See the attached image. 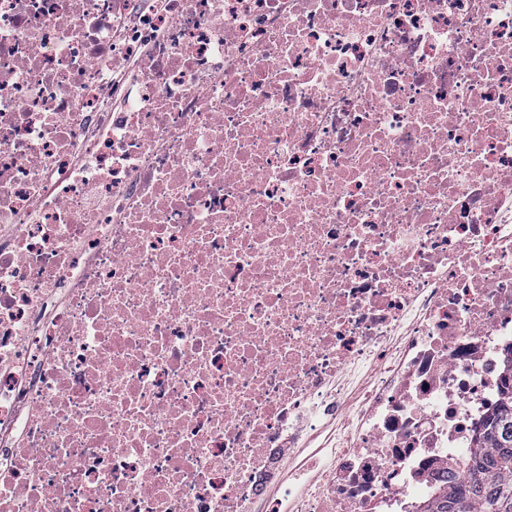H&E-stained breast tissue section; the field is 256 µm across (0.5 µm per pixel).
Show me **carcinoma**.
<instances>
[{"label": "carcinoma", "mask_w": 512, "mask_h": 512, "mask_svg": "<svg viewBox=\"0 0 512 512\" xmlns=\"http://www.w3.org/2000/svg\"><path fill=\"white\" fill-rule=\"evenodd\" d=\"M424 512H512V384L504 385L474 440L465 474Z\"/></svg>", "instance_id": "obj_1"}]
</instances>
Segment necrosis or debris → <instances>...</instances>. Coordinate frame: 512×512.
Here are the masks:
<instances>
[{
    "label": "necrosis or debris",
    "instance_id": "necrosis-or-debris-1",
    "mask_svg": "<svg viewBox=\"0 0 512 512\" xmlns=\"http://www.w3.org/2000/svg\"><path fill=\"white\" fill-rule=\"evenodd\" d=\"M511 376L512 0H0V512H423Z\"/></svg>",
    "mask_w": 512,
    "mask_h": 512
}]
</instances>
